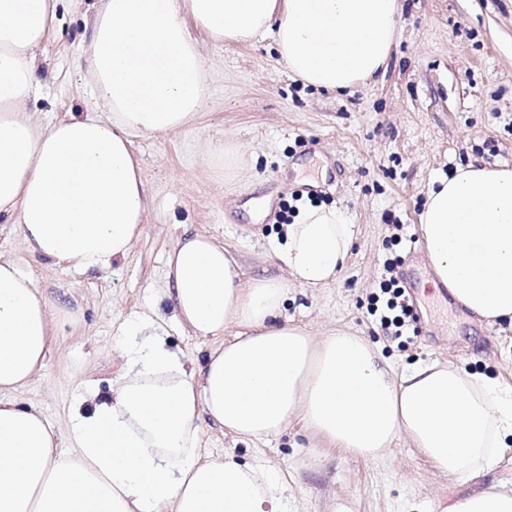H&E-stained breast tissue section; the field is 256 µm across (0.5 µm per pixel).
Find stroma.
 Wrapping results in <instances>:
<instances>
[{
  "instance_id": "obj_1",
  "label": "stroma",
  "mask_w": 512,
  "mask_h": 512,
  "mask_svg": "<svg viewBox=\"0 0 512 512\" xmlns=\"http://www.w3.org/2000/svg\"><path fill=\"white\" fill-rule=\"evenodd\" d=\"M95 0H61L38 51L40 86L27 110L40 124L93 106L81 65ZM397 43L380 73L351 90L316 89L291 74L271 36L204 47L209 104L186 128L134 133L131 151L147 198L141 237L109 269L32 256L15 220L0 219V256L30 276L49 302L52 346L14 395L63 429L84 386L110 397L124 373L128 325L152 318L169 347L202 363L209 344L176 316L166 292L167 258L184 232L220 231L242 282L282 276L271 245L282 206L342 210L358 231L347 264L321 288L289 284L282 314L322 337L343 330L381 349L395 372L449 361L512 388V324L479 318L435 286L405 282L421 317L416 336L395 337L370 311L387 277H401L421 243L419 217L431 181L476 160L512 163V0H402ZM204 458L233 455L288 475L287 512H441L462 494L406 437L363 459L319 444L302 425L240 439L212 423L200 429Z\"/></svg>"
}]
</instances>
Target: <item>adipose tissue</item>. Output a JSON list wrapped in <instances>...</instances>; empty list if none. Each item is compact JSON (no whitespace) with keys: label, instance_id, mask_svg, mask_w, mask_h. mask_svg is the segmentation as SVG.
<instances>
[{"label":"adipose tissue","instance_id":"ef3b65f1","mask_svg":"<svg viewBox=\"0 0 512 512\" xmlns=\"http://www.w3.org/2000/svg\"><path fill=\"white\" fill-rule=\"evenodd\" d=\"M57 0H0V216L20 224L32 255L83 271L126 257L147 212L133 132L185 127L207 106L205 58L190 34L216 41L272 36L289 70L318 89L355 88L392 52L400 0H97L87 73L95 116L46 126L24 105L39 86L34 52ZM435 281L483 319L512 322V168L475 163L435 178L420 214ZM355 224L303 204L273 244L285 278L242 285L217 236L182 238L167 292L195 336L234 324L199 369L172 351L160 324L131 330L121 387L79 394L67 441L10 395L51 346L47 301L0 260V512H284L279 471L233 456L201 460L199 420L263 439L301 421L329 446L374 458L406 436L439 473L479 482L512 444V395L453 363L402 374L365 338L323 340L283 318L289 283L319 287L345 267ZM447 512H512V492L454 498Z\"/></svg>","mask_w":512,"mask_h":512}]
</instances>
